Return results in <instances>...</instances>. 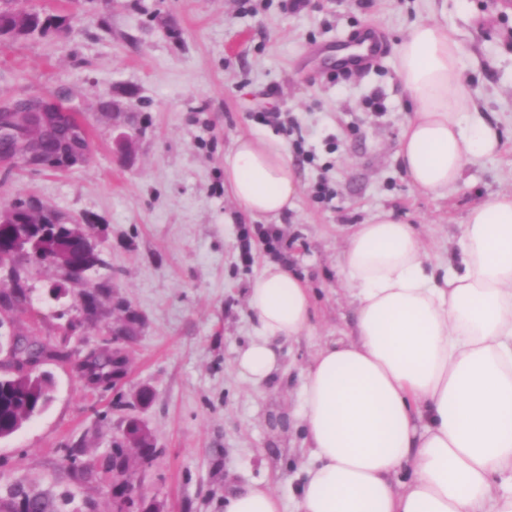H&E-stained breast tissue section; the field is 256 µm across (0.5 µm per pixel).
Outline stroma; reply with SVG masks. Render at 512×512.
Instances as JSON below:
<instances>
[{
    "instance_id": "1",
    "label": "stroma",
    "mask_w": 512,
    "mask_h": 512,
    "mask_svg": "<svg viewBox=\"0 0 512 512\" xmlns=\"http://www.w3.org/2000/svg\"><path fill=\"white\" fill-rule=\"evenodd\" d=\"M62 21L0 39V96L60 95L86 123L92 153L63 171L0 165V209L24 200L65 224L95 228L101 265L87 285L54 266L26 268L23 310L0 309V328L64 347L46 362L52 400L0 440V502L14 488L42 494L57 512H113L103 469L128 421H141L160 456L136 467L145 501L161 512H223L228 484L259 482L296 512L308 458L296 426L302 371L330 339L350 334L354 307L341 254L353 225L382 210L415 225L436 260L446 259L467 213L489 194L512 192V6L506 0H29ZM417 20L447 27L461 49L473 107L505 131L497 156L468 165L445 196L414 189L396 152L411 116L396 48ZM385 51L368 70L331 80L335 60L364 28ZM126 106L114 119L110 102ZM281 112L280 123L260 113ZM134 135L125 148L114 139ZM241 134L277 137L301 181L295 209L277 225L283 260L310 288L314 326L281 344V365L254 386L235 358L254 334L251 281L274 256L243 228L269 220L243 214L224 188V156ZM327 180L332 196L316 198ZM97 290L87 313L82 295ZM126 301L142 317L124 345L127 375L89 385L79 368L112 346ZM150 388L149 406L136 402ZM79 448L72 466L62 459Z\"/></svg>"
}]
</instances>
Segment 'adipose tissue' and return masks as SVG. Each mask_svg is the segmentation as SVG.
I'll use <instances>...</instances> for the list:
<instances>
[{"mask_svg":"<svg viewBox=\"0 0 512 512\" xmlns=\"http://www.w3.org/2000/svg\"><path fill=\"white\" fill-rule=\"evenodd\" d=\"M397 60L413 105L398 158L416 190L447 194L501 152L499 130L473 112L445 27L411 25ZM224 183L242 211L272 220L300 194L287 149L252 135L225 154ZM341 266L354 335L303 372L297 512H512V193L469 211L448 260L431 261L415 227L383 211L355 225ZM247 304L255 335L236 363L258 385L281 341L312 329V299L270 263ZM224 512L283 509L269 486L231 484Z\"/></svg>","mask_w":512,"mask_h":512,"instance_id":"obj_1","label":"adipose tissue"}]
</instances>
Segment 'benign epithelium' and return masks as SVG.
<instances>
[{"mask_svg":"<svg viewBox=\"0 0 512 512\" xmlns=\"http://www.w3.org/2000/svg\"><path fill=\"white\" fill-rule=\"evenodd\" d=\"M0 112L11 115L8 121L0 122V142L9 146L0 154V163L6 166L22 165L33 169L69 168L83 163L90 153V141L86 125L77 118L56 94H42L0 100ZM49 227L45 216L35 207L16 203L0 210V227H6L0 237V251L5 250L15 257H32L44 248L41 238L32 234V225ZM78 242L86 252H97L94 229L89 224H72L68 235L54 246L52 264L60 267L70 282L86 280L87 270L79 264L70 251L69 243ZM127 329L112 328V355L120 362L119 372L112 376L117 383L125 376V358L121 344ZM134 455L140 465L151 464L158 456L154 448L148 454L133 448L124 449L112 470V483L119 489L115 497L114 512H130V504L139 496L136 471L129 468L126 458Z\"/></svg>","mask_w":512,"mask_h":512,"instance_id":"7a95c632","label":"benign epithelium"}]
</instances>
